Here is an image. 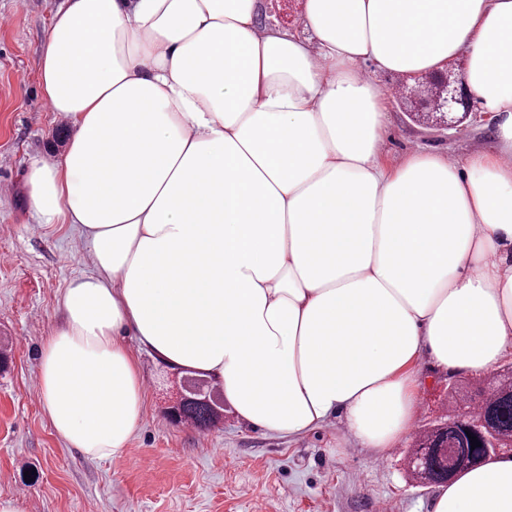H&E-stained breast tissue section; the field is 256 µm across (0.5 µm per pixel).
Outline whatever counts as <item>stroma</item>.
Segmentation results:
<instances>
[{"label": "stroma", "mask_w": 512, "mask_h": 512, "mask_svg": "<svg viewBox=\"0 0 512 512\" xmlns=\"http://www.w3.org/2000/svg\"><path fill=\"white\" fill-rule=\"evenodd\" d=\"M61 0H0V498L22 512H431L434 486L412 477L403 436L384 453L360 448L338 419L288 438L241 423L225 405L207 430L170 419L176 368L129 339L144 381V412L125 451L92 460L55 432L38 390L39 352L61 316L70 279L92 268L69 224H40L27 205L30 163L52 164L75 128L47 111L38 81L41 46ZM381 161L420 151L463 159L487 149L490 122L429 125L387 100ZM448 412V380L429 375L414 427Z\"/></svg>", "instance_id": "1"}]
</instances>
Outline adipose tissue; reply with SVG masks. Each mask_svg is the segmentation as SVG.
Returning a JSON list of instances; mask_svg holds the SVG:
<instances>
[{
    "label": "adipose tissue",
    "instance_id": "adipose-tissue-1",
    "mask_svg": "<svg viewBox=\"0 0 512 512\" xmlns=\"http://www.w3.org/2000/svg\"><path fill=\"white\" fill-rule=\"evenodd\" d=\"M62 0L40 57L76 133L32 164L41 224L76 225L72 279L40 351L54 430L120 456L144 410L125 339L219 378L239 419L293 437L340 418L384 452L422 368L512 358V0ZM466 56L493 152L379 161L386 90ZM432 512H512V453L441 488ZM266 15L263 18L264 24L277 26L282 29L296 30L300 27V20L304 10L305 0H292V2H283V0H265ZM280 11L282 20L278 17Z\"/></svg>",
    "mask_w": 512,
    "mask_h": 512
}]
</instances>
